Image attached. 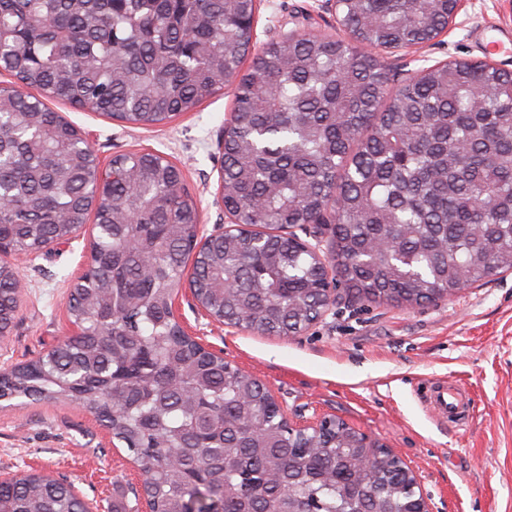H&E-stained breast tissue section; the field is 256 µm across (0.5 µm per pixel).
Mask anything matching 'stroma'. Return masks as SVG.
Listing matches in <instances>:
<instances>
[{
  "instance_id": "obj_1",
  "label": "stroma",
  "mask_w": 512,
  "mask_h": 512,
  "mask_svg": "<svg viewBox=\"0 0 512 512\" xmlns=\"http://www.w3.org/2000/svg\"><path fill=\"white\" fill-rule=\"evenodd\" d=\"M324 0H259L258 46L292 29L335 32ZM512 0H466L454 27L413 53L388 58L394 81L451 58L492 59L512 69ZM234 92L205 101L164 127L127 124L54 103L101 163L119 154H164L209 234ZM95 229L50 244L32 262L15 259L23 284L0 370L46 354L73 326L68 282L90 262ZM184 330L260 380L288 415H334L384 442L419 477L432 512H512V272L472 284L449 301L401 308L360 301L331 307L294 336H260L213 320L189 289L176 298ZM459 389L460 416L441 420L420 399L433 381ZM63 475L91 512H132L142 476L126 449L88 410L66 402H0V477L28 470Z\"/></svg>"
}]
</instances>
